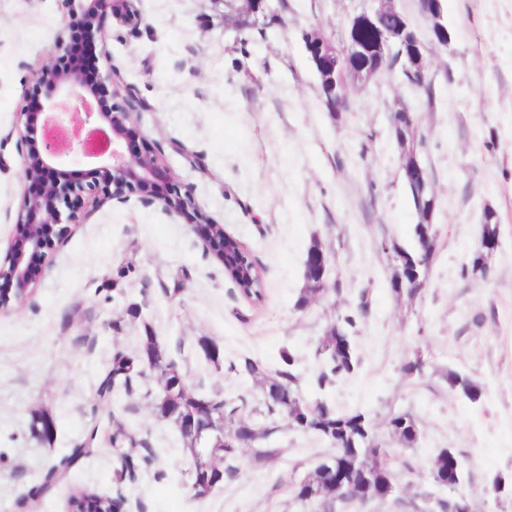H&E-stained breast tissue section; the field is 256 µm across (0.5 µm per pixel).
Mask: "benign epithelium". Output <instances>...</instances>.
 <instances>
[{"mask_svg": "<svg viewBox=\"0 0 512 512\" xmlns=\"http://www.w3.org/2000/svg\"><path fill=\"white\" fill-rule=\"evenodd\" d=\"M65 6V22L55 35L46 58L34 71L25 88V106L19 115L23 129L21 174L28 182L17 214L12 236L7 241L5 256L0 260V282L13 291H26L40 282L39 260L72 234V226L80 223L78 209L84 199L100 206L111 199H125L140 191L158 201L170 214L186 215L192 220L195 235L208 249H224L217 236L218 224L198 208L188 191L181 192L172 177L163 172L155 148L146 143L141 150L131 146L134 115L142 102L124 85L120 72L112 67L106 48L109 18L136 26L141 16L133 0H61ZM379 6L370 13L357 16L353 34L369 30L374 36L371 46L355 40L351 51L365 58L357 71L371 77L391 71L390 60L397 47L402 48L408 62L415 67L411 85L419 92L432 81L428 67L422 64L425 44L411 28L407 16L395 6V0H377ZM431 22L434 37L448 41L450 32L444 19L443 0H419ZM391 23L382 25V20ZM304 46L317 73L324 104L331 112H342L347 106V80L336 79V44L318 32L304 36ZM105 61V67L99 62ZM394 126L413 125L414 111L405 104L391 110ZM83 163L87 168L77 170ZM407 182L422 188L429 185L426 169L417 158L404 165ZM328 252L323 248L307 252L304 278L321 292L326 288ZM424 263L412 259L393 279V288L401 293L413 282L420 281ZM180 433L205 448L224 444V423L212 420L210 403L196 401L195 407L177 422ZM356 458L344 452L329 469V480L336 494L352 493ZM465 483L462 462L448 454L447 477L435 479V485L448 490L456 499L434 498L435 508L428 512H471L467 498L459 492ZM397 490L395 480L385 485L367 484L357 495L363 508L376 499H385Z\"/></svg>", "mask_w": 512, "mask_h": 512, "instance_id": "obj_1", "label": "benign epithelium"}]
</instances>
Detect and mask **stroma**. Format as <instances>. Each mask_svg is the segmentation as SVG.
Returning <instances> with one entry per match:
<instances>
[{"label": "stroma", "mask_w": 512, "mask_h": 512, "mask_svg": "<svg viewBox=\"0 0 512 512\" xmlns=\"http://www.w3.org/2000/svg\"><path fill=\"white\" fill-rule=\"evenodd\" d=\"M138 27L109 20L112 64L145 102L136 126L158 143L164 166L199 209L246 243L263 269L264 298L254 304L224 276L186 217L134 194L95 209L50 255L33 296L0 310V512H22L41 475L94 424L121 416L158 456L132 486H117L112 449L97 438L77 483L106 495L123 490L127 512H301L292 484L332 452L319 435L286 417L268 420L255 380L207 361L198 339L228 360L248 357L275 370L282 350L308 398L325 329L356 318L360 366L326 397L341 412L359 410L399 458L398 489L367 512H425L438 489L430 461L443 448L467 460L462 487L472 512H512L491 482L512 474V0H445L451 38L434 43L418 0H395L428 46L432 100L398 73L347 83L349 107L328 111L303 35L316 30L348 43L353 20L374 0H270L277 23L263 28L242 0H135ZM61 0H0V241L10 237L25 182L16 128L23 90L62 28ZM255 20L256 28L242 24ZM415 107L426 167L439 201L435 259L419 294L396 296L384 243L409 244L417 217L391 135L396 102ZM496 212L500 246L487 278L461 274L478 247L484 209ZM330 255L328 290L295 307L309 246ZM152 332L186 373L190 393L243 397L242 417L275 424L274 463L242 449L240 472L208 496L187 489L181 433L158 419L142 390L98 402L96 390L115 348L135 352ZM424 376L403 366L415 354ZM455 369L487 387L482 404L449 391ZM43 409L57 435L30 434V411ZM411 414L422 437L412 448L388 420ZM414 473H406L403 462Z\"/></svg>", "instance_id": "stroma-1"}]
</instances>
